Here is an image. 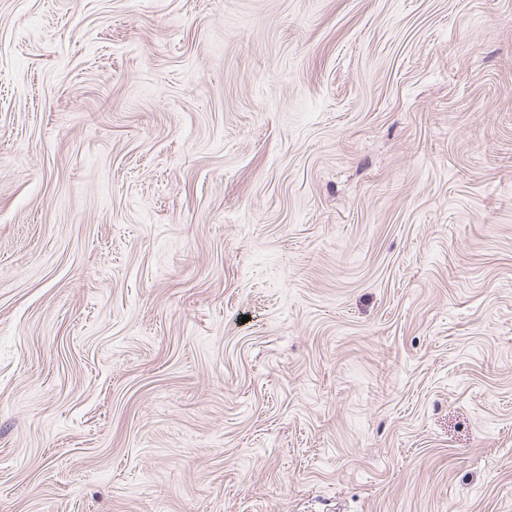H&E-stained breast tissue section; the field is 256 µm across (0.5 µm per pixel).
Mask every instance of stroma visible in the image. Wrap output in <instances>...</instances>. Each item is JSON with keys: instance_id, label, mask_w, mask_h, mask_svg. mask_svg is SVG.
<instances>
[{"instance_id": "stroma-1", "label": "stroma", "mask_w": 512, "mask_h": 512, "mask_svg": "<svg viewBox=\"0 0 512 512\" xmlns=\"http://www.w3.org/2000/svg\"><path fill=\"white\" fill-rule=\"evenodd\" d=\"M0 512H512V0H0Z\"/></svg>"}]
</instances>
